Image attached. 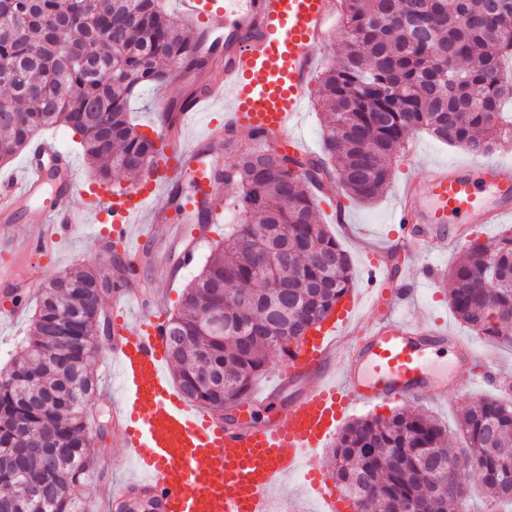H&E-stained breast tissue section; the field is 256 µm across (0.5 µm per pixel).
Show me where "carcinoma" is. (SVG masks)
<instances>
[{"label":"carcinoma","mask_w":512,"mask_h":512,"mask_svg":"<svg viewBox=\"0 0 512 512\" xmlns=\"http://www.w3.org/2000/svg\"><path fill=\"white\" fill-rule=\"evenodd\" d=\"M337 65L320 77L323 155L239 153L219 173L237 192L224 210L217 254L169 317L168 357L192 402L231 410L289 343L353 288L346 252L315 219L316 192L375 199L410 131L425 130L473 156L489 153L502 100L512 99V0H341ZM162 0H0V163L61 124L106 180L140 176L154 142L127 103L211 56ZM449 303L476 335L512 344V230L471 240L448 271ZM112 281L92 268L40 290L21 351L0 368V512H86L73 488L96 472L109 420L88 411L98 382L88 361L105 335L101 299ZM464 458L424 413L350 423L333 452L336 483L353 512L422 505L448 512V483L476 472L495 500L512 502V398H480L462 414Z\"/></svg>","instance_id":"carcinoma-1"}]
</instances>
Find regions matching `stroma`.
Segmentation results:
<instances>
[{
  "label": "stroma",
  "mask_w": 512,
  "mask_h": 512,
  "mask_svg": "<svg viewBox=\"0 0 512 512\" xmlns=\"http://www.w3.org/2000/svg\"><path fill=\"white\" fill-rule=\"evenodd\" d=\"M183 90V82L177 79L164 84H143L129 104L133 121L142 125L149 124L154 120L161 102L167 98H182ZM471 159V154L465 149L442 143L425 131L409 132L396 157L391 180L376 200L362 203L345 198L340 185H333L330 195L318 198L317 221L324 225L346 251L353 271H361L363 265L380 257L383 250L391 246L393 228L390 220L401 187L410 179L424 177L433 165L456 164ZM91 229V224L81 225L61 250L51 256L46 269L47 276L89 266L97 268L103 276L113 275V257L94 254L88 248L85 236ZM223 236V230H216L211 241L200 244L197 264L184 270L174 287L153 283L154 299L164 306L166 313H175L184 289L201 271L203 262L209 257L212 240L222 239ZM460 249V244L452 243L441 254L422 256V263L432 265L437 276L434 282L420 285L417 299L408 312L410 318L435 328L448 329L469 340L474 349L475 355L471 362L455 366L451 371L454 383L448 389L447 400L437 403L398 401L379 407L358 406L346 415V422L366 416H388L396 409L422 412L436 417L448 428V446L451 453L458 455L462 452L463 443L456 434L457 422L466 407L482 397L512 396V348L473 335L457 319L449 305L451 283L448 268ZM20 294L22 301L19 317L14 320L0 319V367L18 351L33 314L34 290L24 288ZM272 497L273 512H321L323 508L322 502L296 479L277 486Z\"/></svg>",
  "instance_id": "obj_1"
}]
</instances>
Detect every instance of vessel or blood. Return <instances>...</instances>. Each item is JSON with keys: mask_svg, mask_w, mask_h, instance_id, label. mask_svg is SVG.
<instances>
[{"mask_svg": "<svg viewBox=\"0 0 512 512\" xmlns=\"http://www.w3.org/2000/svg\"><path fill=\"white\" fill-rule=\"evenodd\" d=\"M178 16L204 34L212 56L223 58L220 77L186 78L197 89L179 105L175 121L156 120L163 148L154 165L135 183L112 190L89 187L96 213L92 247L119 250L122 262L139 265L149 248L174 236L188 245L175 262L158 266L156 280L174 285L194 265L195 243L208 228L191 214L207 202L210 219L224 213L217 174L224 162L225 139L239 131L280 135L288 149L300 152L293 129L306 110L305 93L315 71L317 49L328 39L334 0H174ZM213 118L203 147L184 141L205 113ZM190 192H183V183ZM79 185L75 166L56 150L51 138L32 141L22 171L0 177V297L9 298L21 282L14 255H26L33 272L83 224L73 198ZM41 201L42 221L29 225L23 240L14 226L22 205ZM512 214V166L468 162L434 166L426 179L407 182L393 214V251L410 261L439 254L449 241L465 238L472 225L497 224ZM387 259L364 269V288L348 293L338 317L311 343L300 344L285 369L269 385L258 386L246 402L259 405L294 384L304 390L268 425L242 431L221 413L187 400L167 372L168 319L149 302L142 288L115 282L107 352L116 364L123 394L112 405V428L119 434L122 459L134 476L111 482L106 494L121 512H269L273 489L293 477L338 512L341 497L326 478L318 455L334 438L337 424L356 405H381L448 394L447 379L432 372L435 349L454 347L459 362L473 355L469 345L448 332L403 317L416 297L414 280L393 285ZM372 298L382 314L352 347L339 350L336 335Z\"/></svg>", "mask_w": 512, "mask_h": 512, "instance_id": "1", "label": "vessel or blood"}]
</instances>
